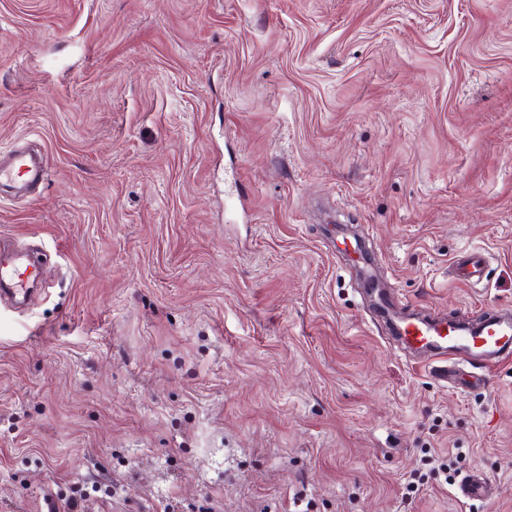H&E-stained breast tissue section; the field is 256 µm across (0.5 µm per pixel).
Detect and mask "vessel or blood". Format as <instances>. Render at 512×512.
Listing matches in <instances>:
<instances>
[{"label":"vessel or blood","mask_w":512,"mask_h":512,"mask_svg":"<svg viewBox=\"0 0 512 512\" xmlns=\"http://www.w3.org/2000/svg\"><path fill=\"white\" fill-rule=\"evenodd\" d=\"M48 176L42 151L19 146L0 151V190L16 185L41 184ZM38 279L36 269L21 259L0 260V285L10 286L17 295H27ZM395 329L403 343L430 352L431 358L448 365L447 379L455 388L469 384L468 366L477 364L490 370L512 359V315L487 316L476 322L447 319L398 318ZM494 484L480 471H472L460 481V499L484 501L493 496Z\"/></svg>","instance_id":"vessel-or-blood-1"}]
</instances>
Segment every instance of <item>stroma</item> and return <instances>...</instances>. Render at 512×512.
Wrapping results in <instances>:
<instances>
[{"label": "stroma", "mask_w": 512, "mask_h": 512, "mask_svg": "<svg viewBox=\"0 0 512 512\" xmlns=\"http://www.w3.org/2000/svg\"><path fill=\"white\" fill-rule=\"evenodd\" d=\"M33 142L0 512H512V360L449 388L346 249L402 312L512 311V0H0V149ZM493 488L494 483L475 469L462 478L456 492L457 497L463 500L484 501L492 498Z\"/></svg>", "instance_id": "obj_1"}]
</instances>
